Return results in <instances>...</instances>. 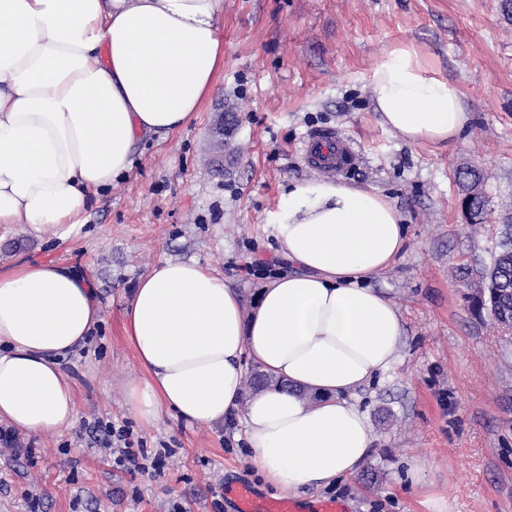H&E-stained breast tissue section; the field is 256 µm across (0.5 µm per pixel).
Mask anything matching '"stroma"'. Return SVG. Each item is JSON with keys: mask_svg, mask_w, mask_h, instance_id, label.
I'll return each mask as SVG.
<instances>
[{"mask_svg": "<svg viewBox=\"0 0 512 512\" xmlns=\"http://www.w3.org/2000/svg\"><path fill=\"white\" fill-rule=\"evenodd\" d=\"M221 26L224 69L194 120L142 138L130 172L93 199L84 224L41 238L0 226V273L28 261L73 266L103 309L65 363L74 424L0 445V512H236L229 491L242 482L281 498L249 464L239 423L141 422L126 402V383L142 371L122 325L139 279L163 260L197 262L254 303L272 271L240 266L278 251L271 220L289 181L319 178L304 155L316 128L353 143L361 162L344 182L393 200L407 233L394 265L371 281L405 322L394 368L359 393L377 451L355 480L312 491L314 502L432 512L398 484L423 458L422 481L443 493L445 512H512V335L469 302L512 227V0H224ZM400 42L464 93L472 121L452 145H412L380 124L369 77ZM468 166L485 174L483 224L468 223L461 206ZM105 423L128 427L162 470L114 464Z\"/></svg>", "mask_w": 512, "mask_h": 512, "instance_id": "stroma-1", "label": "stroma"}]
</instances>
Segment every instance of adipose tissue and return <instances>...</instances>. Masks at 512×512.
I'll use <instances>...</instances> for the list:
<instances>
[{
	"label": "adipose tissue",
	"mask_w": 512,
	"mask_h": 512,
	"mask_svg": "<svg viewBox=\"0 0 512 512\" xmlns=\"http://www.w3.org/2000/svg\"><path fill=\"white\" fill-rule=\"evenodd\" d=\"M223 12L224 0H0V225L39 237L81 223L142 137L187 126L224 67ZM370 87L381 123L409 143L447 145L470 124L458 85L413 44L386 49ZM273 229L290 269L252 314L196 262L163 261L139 279L124 332L142 375L126 398L146 424L241 413L252 465L302 498L356 477L375 451L357 393L393 368L404 329L371 281L406 227L376 189L312 179L289 185ZM102 319L91 279L72 267L0 274V421L31 437L72 425L63 362ZM250 364L291 391L245 396Z\"/></svg>",
	"instance_id": "obj_1"
}]
</instances>
